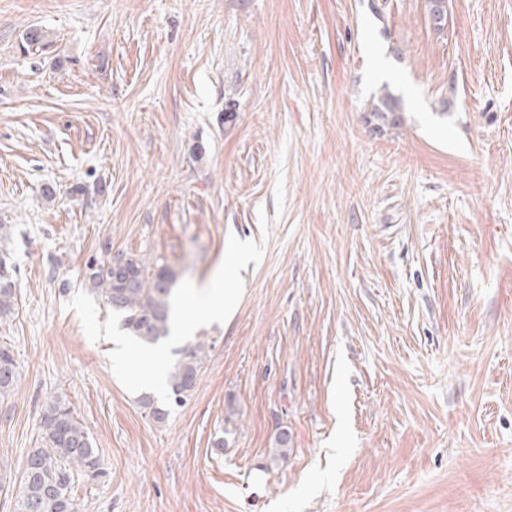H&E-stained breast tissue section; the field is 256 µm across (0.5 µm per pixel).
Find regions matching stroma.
<instances>
[{
    "label": "stroma",
    "mask_w": 512,
    "mask_h": 512,
    "mask_svg": "<svg viewBox=\"0 0 512 512\" xmlns=\"http://www.w3.org/2000/svg\"><path fill=\"white\" fill-rule=\"evenodd\" d=\"M0 224L7 484L57 395L82 512H512V0H0ZM120 254L178 274L160 363L207 344L163 423L85 284ZM398 109V100L391 93H383L377 102H372L369 112V122L374 123V128L384 130L385 127L394 126L399 121L396 114ZM9 238L10 225L0 224V326L8 324L14 316L18 300L15 288L17 271L7 262ZM220 280L213 288L210 299L202 306V311L208 313L211 317H224L225 311L231 306L234 294L231 288H225L222 283L221 287ZM20 379L19 363L13 347L7 341L0 340V398L10 396L18 386Z\"/></svg>",
    "instance_id": "stroma-1"
}]
</instances>
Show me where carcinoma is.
<instances>
[{"label":"carcinoma","mask_w":512,"mask_h":512,"mask_svg":"<svg viewBox=\"0 0 512 512\" xmlns=\"http://www.w3.org/2000/svg\"><path fill=\"white\" fill-rule=\"evenodd\" d=\"M398 100L383 93L369 110L370 121L382 130L399 121ZM10 225L0 224V325L14 316L17 304V271L7 262ZM176 273L165 264L147 266L134 255H117L106 264L87 263L85 282L122 325L143 344L154 347L169 337ZM206 344L197 341L174 351L166 369V384L177 406L187 402L195 390ZM20 379L19 363L10 343L0 340V398L11 395ZM143 409L157 422L167 420L170 410L144 395ZM99 473L94 440L69 403L49 398L43 408L38 446L28 454L16 480L13 512H80L71 490L80 476Z\"/></svg>","instance_id":"cac0c4a2"}]
</instances>
